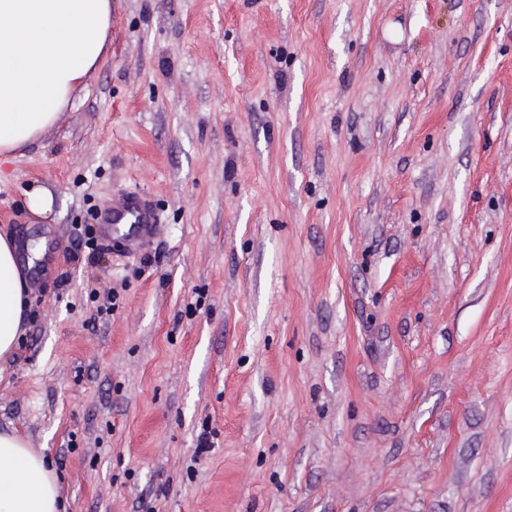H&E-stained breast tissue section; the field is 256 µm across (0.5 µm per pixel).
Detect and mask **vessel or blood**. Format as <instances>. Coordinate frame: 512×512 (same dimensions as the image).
Masks as SVG:
<instances>
[{
    "mask_svg": "<svg viewBox=\"0 0 512 512\" xmlns=\"http://www.w3.org/2000/svg\"><path fill=\"white\" fill-rule=\"evenodd\" d=\"M158 224L153 205L139 194L130 192L120 202L104 208L100 231L103 238L121 239L125 252L133 254L155 235Z\"/></svg>",
    "mask_w": 512,
    "mask_h": 512,
    "instance_id": "vessel-or-blood-1",
    "label": "vessel or blood"
}]
</instances>
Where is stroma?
<instances>
[{
	"label": "stroma",
	"instance_id": "35a3bbf8",
	"mask_svg": "<svg viewBox=\"0 0 512 512\" xmlns=\"http://www.w3.org/2000/svg\"><path fill=\"white\" fill-rule=\"evenodd\" d=\"M129 191L156 238L87 248ZM4 232L0 431L68 512H512V0H112ZM27 210L41 221H50L55 216L54 197L43 188H32L25 194ZM15 237L0 233V364L11 359L23 334L26 285Z\"/></svg>",
	"mask_w": 512,
	"mask_h": 512
}]
</instances>
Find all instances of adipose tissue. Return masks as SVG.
<instances>
[{"instance_id":"obj_1","label":"adipose tissue","mask_w":512,"mask_h":512,"mask_svg":"<svg viewBox=\"0 0 512 512\" xmlns=\"http://www.w3.org/2000/svg\"><path fill=\"white\" fill-rule=\"evenodd\" d=\"M112 0H0V156L37 141L105 58ZM19 244L0 233V363L23 334ZM0 512H63L59 476L16 431L0 432Z\"/></svg>"}]
</instances>
